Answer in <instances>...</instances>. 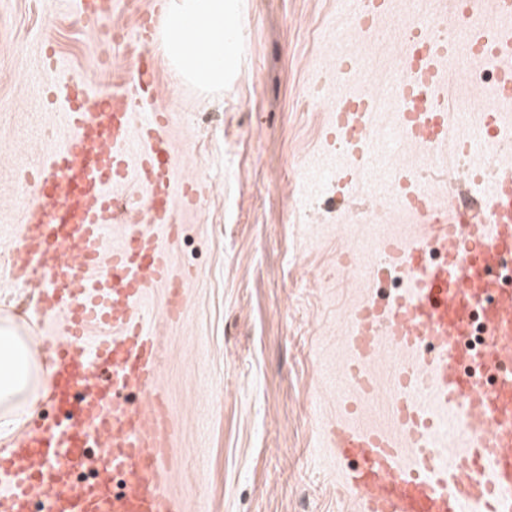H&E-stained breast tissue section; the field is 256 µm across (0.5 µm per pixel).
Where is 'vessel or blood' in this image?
Returning a JSON list of instances; mask_svg holds the SVG:
<instances>
[{
	"label": "vessel or blood",
	"instance_id": "1",
	"mask_svg": "<svg viewBox=\"0 0 512 512\" xmlns=\"http://www.w3.org/2000/svg\"><path fill=\"white\" fill-rule=\"evenodd\" d=\"M482 4L468 0L466 10L452 13L465 25L470 57L500 75L499 106L484 113L481 136L512 126V0H495L489 18ZM115 7V0L77 2L88 27ZM165 17L164 0H154L137 19L130 90L102 94L84 83L64 85L67 133L28 172L36 192L19 205L8 279L36 293L35 307L55 321L45 360L49 397L66 404L77 389L86 397L66 428L32 426L24 444L0 457V469L12 475L0 489V512H27L30 497L41 490L50 512H185L168 490L171 424L153 435L141 406L128 399L134 392L152 395L159 382V348L144 311L156 289L176 284L159 239H174L175 207L193 206L199 195L196 182L173 166L169 115L152 108L149 97L157 80L150 51ZM405 53L419 62L398 87L401 126L408 141L441 155L451 127L444 65L453 50L419 39ZM373 108L369 94L341 99L333 137L345 139L368 125ZM469 172L481 194L466 229L459 206L434 209L416 175L398 173L400 207L421 231L382 240L377 256L380 264L404 270L408 284L388 304L365 300L351 314L350 373L360 392L374 389L368 366L382 348L407 356L391 380L390 425L346 417L331 432L336 457L354 463L343 486L359 512H512V294H494L487 277L492 259L512 254V164L487 176L474 161ZM131 181L139 193L115 194ZM114 225L121 229L115 242L108 235ZM435 242L447 258L432 265L425 254ZM489 295L496 301L485 363L506 369L491 392L459 370L468 356L460 344L467 311ZM95 325L110 332L91 345L87 336ZM447 416L461 431L450 458L435 433ZM87 437L105 441L103 478L77 489L67 466ZM119 470L128 478L123 493L111 488Z\"/></svg>",
	"mask_w": 512,
	"mask_h": 512
}]
</instances>
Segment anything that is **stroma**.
<instances>
[{
    "instance_id": "1",
    "label": "stroma",
    "mask_w": 512,
    "mask_h": 512,
    "mask_svg": "<svg viewBox=\"0 0 512 512\" xmlns=\"http://www.w3.org/2000/svg\"><path fill=\"white\" fill-rule=\"evenodd\" d=\"M231 2L245 46L223 90L185 83L163 49L154 50V104L172 112L174 161L201 187L195 205L175 214L181 235L172 264L187 308L169 319L159 293L147 314L173 423L169 489L189 512H358L342 490L351 464L334 456L329 430L350 408L360 421L387 424L390 376L401 356L383 350L370 366L374 392L358 396L348 373L349 316L377 292V243L418 231L398 208L375 210L371 191L402 170L439 182L459 162L451 150L435 158L395 144L399 28L448 18V6L390 0L387 16L364 34L339 0ZM45 44L58 54L50 73L36 62ZM340 57L357 68L348 83L328 77L327 99L363 88L375 94L378 110L375 161L345 203L336 183L349 161L329 135L332 114L302 106L318 68L334 69ZM472 66L461 51L450 63L454 137L485 99L459 76ZM130 76L126 48L97 39L74 0H0V253L9 248L20 201L35 191L18 170L57 142L51 131L62 107L45 106L35 85L78 80L108 92ZM346 254L354 273L338 265ZM32 307L25 292L0 282V321L18 323L36 343Z\"/></svg>"
}]
</instances>
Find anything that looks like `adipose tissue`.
<instances>
[{"label":"adipose tissue","instance_id":"adipose-tissue-1","mask_svg":"<svg viewBox=\"0 0 512 512\" xmlns=\"http://www.w3.org/2000/svg\"><path fill=\"white\" fill-rule=\"evenodd\" d=\"M242 38V25L228 18L225 0H168L163 43L171 62L195 86L223 87L226 63ZM34 354L15 327L0 326L1 433L17 431L25 407L37 402Z\"/></svg>","mask_w":512,"mask_h":512}]
</instances>
